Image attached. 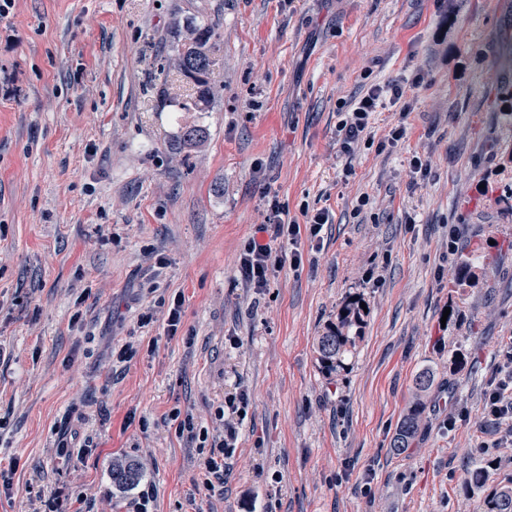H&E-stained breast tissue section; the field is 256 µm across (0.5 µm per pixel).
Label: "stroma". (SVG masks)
Returning a JSON list of instances; mask_svg holds the SVG:
<instances>
[{
	"instance_id": "1",
	"label": "stroma",
	"mask_w": 512,
	"mask_h": 512,
	"mask_svg": "<svg viewBox=\"0 0 512 512\" xmlns=\"http://www.w3.org/2000/svg\"><path fill=\"white\" fill-rule=\"evenodd\" d=\"M191 19L217 32L205 112L163 69ZM511 41L512 0H13L0 16V512H44L53 493L64 512L83 497L134 512L148 486L153 512H487L512 480V419L485 414L512 340V129L497 118ZM419 73L405 138L376 149L390 105L372 117L374 147L339 156L342 104ZM188 125L207 140L180 164ZM274 205L330 222L258 291L239 255ZM355 296L362 336L326 374L316 340ZM423 371L420 431L398 453ZM239 393L224 487L199 494V450L168 419L190 409L211 428ZM116 458L139 464V484L113 487Z\"/></svg>"
}]
</instances>
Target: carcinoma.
Returning a JSON list of instances; mask_svg holds the SVG:
<instances>
[{
	"label": "carcinoma",
	"mask_w": 512,
	"mask_h": 512,
	"mask_svg": "<svg viewBox=\"0 0 512 512\" xmlns=\"http://www.w3.org/2000/svg\"><path fill=\"white\" fill-rule=\"evenodd\" d=\"M215 36V28L209 24L190 23V36L183 42L172 45L171 64L173 68L193 85L194 109L203 111L209 107L213 91L210 86V42ZM206 138V131L199 126L185 128L179 150L188 154ZM364 325L361 307L348 306L338 315L336 324L330 326L318 337L316 352L321 367L328 373H336L345 368V360L360 335ZM423 408L415 403L400 421L392 440V448L400 452L409 447L418 433ZM140 478L135 464L116 461L112 463V485L128 487L135 485ZM488 512H512V486L504 485L496 489L488 500Z\"/></svg>",
	"instance_id": "1"
}]
</instances>
